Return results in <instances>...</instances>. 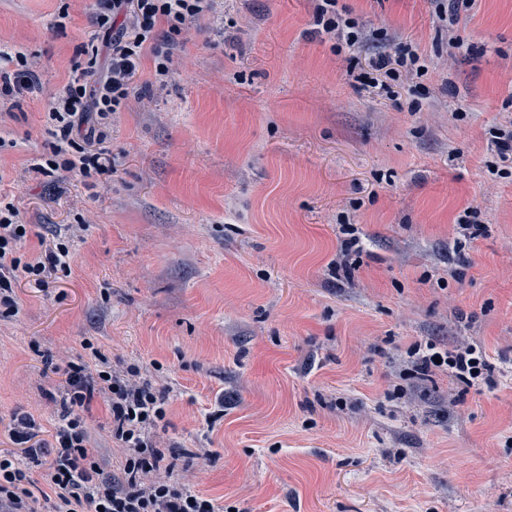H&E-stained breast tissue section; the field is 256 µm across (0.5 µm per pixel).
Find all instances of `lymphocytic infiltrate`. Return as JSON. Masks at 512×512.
I'll list each match as a JSON object with an SVG mask.
<instances>
[{
  "label": "lymphocytic infiltrate",
  "mask_w": 512,
  "mask_h": 512,
  "mask_svg": "<svg viewBox=\"0 0 512 512\" xmlns=\"http://www.w3.org/2000/svg\"><path fill=\"white\" fill-rule=\"evenodd\" d=\"M207 0H99L97 24L112 50L110 69L97 87H89L86 71H76L65 91L50 105L57 141L74 145L73 132L90 113L117 112L134 94L133 77L144 53L155 59L158 76L173 73L175 35L181 34L207 10ZM166 24L173 38L158 43L156 27ZM25 238L14 210L0 212V306L14 310L19 277L40 280L65 268L69 248L57 242L44 247L33 261H22L17 245ZM412 373L447 372L466 387L488 380L494 371L485 352L474 346L453 350L418 343L410 351ZM64 373L70 396L58 408L53 424L55 456L40 496L29 490L27 467L12 454H0V512H218L212 500L192 485L150 480L163 456L150 430L166 415V396L148 384L133 383L138 367L126 376L113 373L100 350L90 359L68 362ZM103 397L111 415V433L127 454L120 476L105 472L89 446L85 415L96 397Z\"/></svg>",
  "instance_id": "lymphocytic-infiltrate-1"
}]
</instances>
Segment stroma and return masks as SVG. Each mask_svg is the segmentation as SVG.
Here are the masks:
<instances>
[{
    "instance_id": "obj_1",
    "label": "stroma",
    "mask_w": 512,
    "mask_h": 512,
    "mask_svg": "<svg viewBox=\"0 0 512 512\" xmlns=\"http://www.w3.org/2000/svg\"><path fill=\"white\" fill-rule=\"evenodd\" d=\"M166 80L143 57L103 172L45 171L47 104L95 60L96 0H0V209L19 253L83 224L69 271L20 279L0 315V450L50 440L55 367L93 343L169 391L155 429L174 473L236 512H512V0H336L386 42L352 51L317 0H210ZM457 8L456 26L438 8ZM405 45L426 69L392 92L356 77ZM479 225L465 238L461 218ZM364 245L332 273L343 235ZM481 346L492 384L404 377L409 349ZM90 444L124 454L96 398ZM322 4H317L315 8V23L321 26L322 30L326 33L336 34L339 28V23L336 20V1L335 0H322Z\"/></svg>"
}]
</instances>
